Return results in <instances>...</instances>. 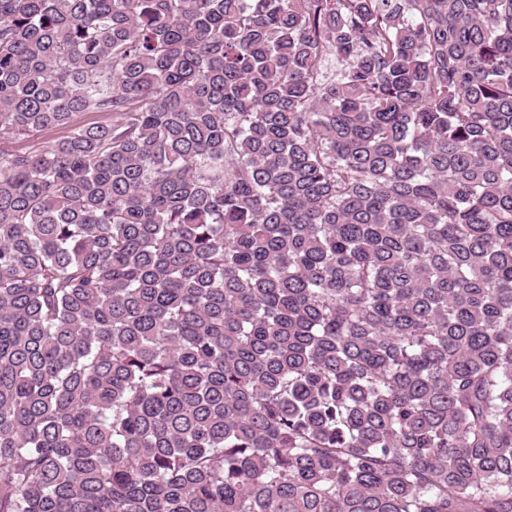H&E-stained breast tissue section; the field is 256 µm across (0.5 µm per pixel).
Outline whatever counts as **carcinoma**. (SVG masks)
<instances>
[{
    "mask_svg": "<svg viewBox=\"0 0 512 512\" xmlns=\"http://www.w3.org/2000/svg\"><path fill=\"white\" fill-rule=\"evenodd\" d=\"M56 129L0 512H512V0H0V135Z\"/></svg>",
    "mask_w": 512,
    "mask_h": 512,
    "instance_id": "1",
    "label": "carcinoma"
}]
</instances>
